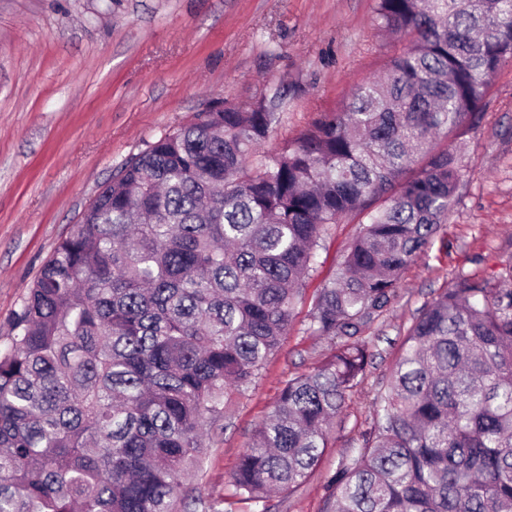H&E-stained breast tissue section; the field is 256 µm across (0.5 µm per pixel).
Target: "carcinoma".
Segmentation results:
<instances>
[{
    "instance_id": "1",
    "label": "carcinoma",
    "mask_w": 512,
    "mask_h": 512,
    "mask_svg": "<svg viewBox=\"0 0 512 512\" xmlns=\"http://www.w3.org/2000/svg\"><path fill=\"white\" fill-rule=\"evenodd\" d=\"M404 47L278 153L250 164L280 92L150 142L84 210L0 344V512H180L207 419L283 344L331 224L367 223L316 294L336 339L288 380L231 485L255 502L304 484L365 377L363 328L448 222L456 142L512 60V0H376ZM333 512H512V263L459 277L404 336Z\"/></svg>"
}]
</instances>
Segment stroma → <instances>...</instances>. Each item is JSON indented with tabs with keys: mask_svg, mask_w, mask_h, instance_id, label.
<instances>
[{
	"mask_svg": "<svg viewBox=\"0 0 512 512\" xmlns=\"http://www.w3.org/2000/svg\"><path fill=\"white\" fill-rule=\"evenodd\" d=\"M375 2L0 0V343L57 243L149 142L219 103L278 90L280 118L260 149L269 155L379 75L395 46ZM461 141L466 173L448 222L365 327L373 360L307 482L265 505L234 496L230 478L285 383L332 350L309 331L308 314L360 234L359 217L329 226L283 345L208 420L206 448L185 479L194 496L222 512H327L330 479L372 427L373 399L418 311L458 276L492 280L512 263V61L492 77L482 118Z\"/></svg>",
	"mask_w": 512,
	"mask_h": 512,
	"instance_id": "stroma-1",
	"label": "stroma"
}]
</instances>
